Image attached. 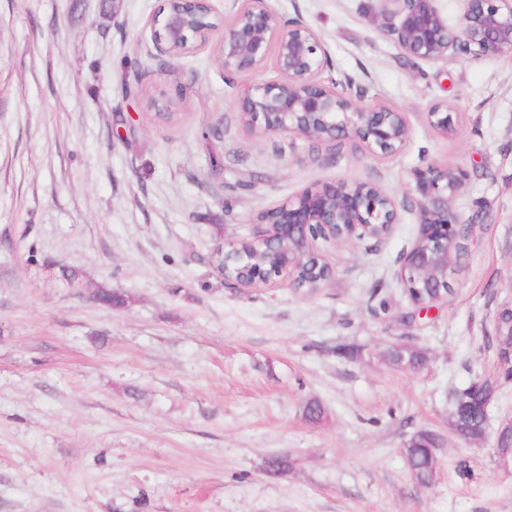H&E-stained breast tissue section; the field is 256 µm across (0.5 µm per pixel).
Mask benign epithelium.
<instances>
[{"instance_id": "benign-epithelium-1", "label": "benign epithelium", "mask_w": 512, "mask_h": 512, "mask_svg": "<svg viewBox=\"0 0 512 512\" xmlns=\"http://www.w3.org/2000/svg\"><path fill=\"white\" fill-rule=\"evenodd\" d=\"M240 6L218 45L226 73L257 71L274 57L279 79L259 81L246 88L238 103L242 123L260 134L297 136L311 142L336 144L352 141L363 155L380 160L398 154L410 138L408 113L383 103L362 104L361 92L339 93L336 81L322 80L331 67L330 54L321 36L299 19H284L268 0H239ZM384 31L405 54L425 61H448L461 52L495 59L512 54V0H461L457 28L448 26L437 0H380ZM219 26L211 0H161L149 21L150 41L157 56L170 58L205 47ZM428 125L446 135L455 129L457 109L436 103L425 112ZM466 180L461 169L452 171L427 163L411 172L409 192L399 202L375 183L328 184L308 189L276 208L261 221L272 225L255 236V247L292 250L286 266L254 267L246 262L237 268L245 289L268 286L279 278L297 285L295 264L310 256L321 258L315 243L363 240L374 226L391 231L400 223V211L416 213L418 232L402 257L400 277L418 274L426 288L435 292L418 303L447 300L441 282L456 258L448 250L464 224L454 201Z\"/></svg>"}]
</instances>
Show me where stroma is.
Wrapping results in <instances>:
<instances>
[{
  "label": "stroma",
  "mask_w": 512,
  "mask_h": 512,
  "mask_svg": "<svg viewBox=\"0 0 512 512\" xmlns=\"http://www.w3.org/2000/svg\"><path fill=\"white\" fill-rule=\"evenodd\" d=\"M159 4L0 0V512H512L494 453L512 380L483 441L445 425L454 390L496 375L482 336L512 304V54L420 61L384 33L378 0H269L321 35L325 78L409 114L395 156H333L238 121L244 87L278 79L273 62L224 73L217 34L151 56ZM164 95L170 122L151 106ZM436 102L460 112L455 134L429 127ZM432 161L465 172L471 232L453 294L428 312L400 278L411 212L379 243L317 241L334 276L311 292L214 272L218 243L261 234L259 214L304 189L373 182L400 200ZM101 288L125 305L98 303ZM396 343L426 365L388 364ZM314 400L317 422L303 415ZM422 428L444 437L427 488L401 454ZM278 454L293 460L283 475L266 469Z\"/></svg>",
  "instance_id": "1"
}]
</instances>
